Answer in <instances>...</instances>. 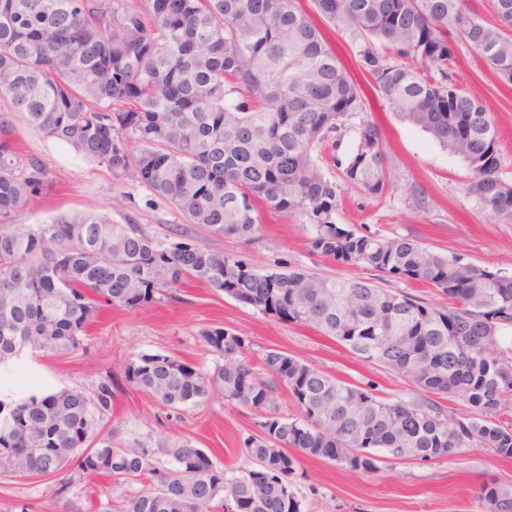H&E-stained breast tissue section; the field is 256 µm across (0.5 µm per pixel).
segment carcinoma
<instances>
[{
    "instance_id": "1",
    "label": "carcinoma",
    "mask_w": 512,
    "mask_h": 512,
    "mask_svg": "<svg viewBox=\"0 0 512 512\" xmlns=\"http://www.w3.org/2000/svg\"><path fill=\"white\" fill-rule=\"evenodd\" d=\"M0 0V96L48 138L141 183L208 236L259 237L258 205L306 218L309 250L415 280L448 297L432 306L362 277L294 269L261 274L178 231L160 239L99 214H61L19 231L0 222V363L23 350L84 346L105 305L137 310L174 300L187 281L257 311L307 325L407 380L421 397L383 398L278 349L248 359L244 337L199 330L210 371L166 353L126 359L125 383L171 410L220 395L260 418L245 445L254 467L234 474L191 439L153 447L112 442V378L0 400V473L102 475L115 497L94 512H302L299 457L372 473L407 448L423 462L463 448L512 457V275L437 254L408 237L336 223L339 185L315 154L366 110L363 90L315 20L352 39L383 105L459 157L467 193L512 219L487 106L455 79L454 45L471 46L512 85V0L487 21L467 0ZM342 182L372 197L390 188L377 126L360 120ZM0 119V217L39 194L44 171H22ZM287 392L300 416L279 411ZM461 401L448 419L441 399ZM152 485L136 492L137 482ZM485 512H512V487L483 483Z\"/></svg>"
}]
</instances>
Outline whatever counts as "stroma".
Returning <instances> with one entry per match:
<instances>
[{
	"label": "stroma",
	"instance_id": "stroma-1",
	"mask_svg": "<svg viewBox=\"0 0 512 512\" xmlns=\"http://www.w3.org/2000/svg\"><path fill=\"white\" fill-rule=\"evenodd\" d=\"M329 40L354 79L368 89L366 116L380 128L392 182L389 193L379 198L341 185L337 223L361 233L410 236L436 253L512 275V221L490 214L467 193L469 171L461 159L382 105L375 90L367 86L369 78L359 67L349 36L333 33ZM454 52L457 82L483 99L496 118L502 173L512 180V87L503 86L469 46L458 45ZM12 144L21 166L35 163L46 171L41 193L10 215V223L17 228L64 213H96L117 224L133 221L161 238L171 229H181L213 250L239 256L261 273L297 268L331 278L363 274L360 268L311 252L306 245L310 229L300 215L262 208L258 239L244 243L228 237L207 238L169 201L46 138L22 120L14 122ZM211 324L243 336L252 355L275 348L341 381L371 386L381 397L417 396L400 377L361 360L334 339L195 283L180 286L174 302L134 311L104 307L90 328L86 349L67 357L23 352L0 366V392L18 400L76 385L89 390L110 378L118 385L111 422L116 442L188 438L214 461L249 469L253 463L244 441L258 431L257 418L250 411L217 397L173 411L123 384L124 362L138 354L165 352L212 368L217 357L197 336L200 328ZM487 479L512 486V458L465 448L450 458L392 461L363 474L328 460L304 457L294 489L303 512H484L477 493ZM109 487L105 477L86 475L63 500L56 497L54 482L0 476V512H76L86 499L104 498Z\"/></svg>",
	"mask_w": 512,
	"mask_h": 512
}]
</instances>
